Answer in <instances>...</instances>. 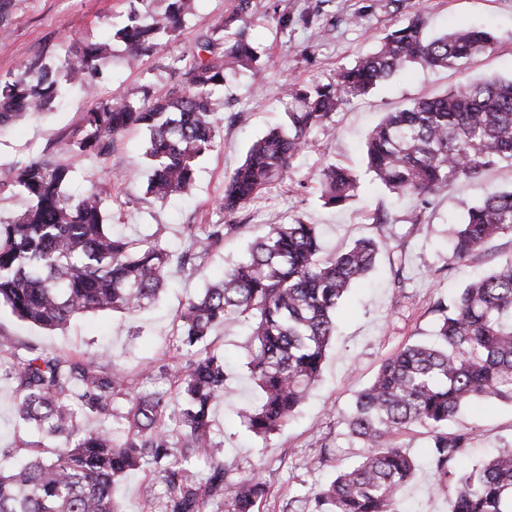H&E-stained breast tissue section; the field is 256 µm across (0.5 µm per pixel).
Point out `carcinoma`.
<instances>
[{
	"instance_id": "1",
	"label": "carcinoma",
	"mask_w": 512,
	"mask_h": 512,
	"mask_svg": "<svg viewBox=\"0 0 512 512\" xmlns=\"http://www.w3.org/2000/svg\"><path fill=\"white\" fill-rule=\"evenodd\" d=\"M191 0H167L156 15L132 13L115 33L128 62L160 49L159 36L182 27ZM220 17L199 36L186 65V89L165 98L149 90L98 102L83 113L69 151L100 157L131 129L148 137L151 175L146 194L162 204L186 192L198 161L220 145L215 91L229 74L253 70L257 53L234 15ZM498 37L465 27L431 35L416 12L380 38L375 49L336 79L292 86L295 110L288 131L272 128L254 141L224 181L219 207L232 215L276 181L319 128L330 135L333 114L407 66L458 68L490 51ZM105 44H77L56 65H23L0 75V129L53 110L63 94L58 79L92 91L103 73ZM367 166L390 192L429 198L448 184L474 180L499 160H512V78L489 76L390 112L368 135ZM73 170L59 160L29 155L16 161L5 185L24 195L26 209L0 224V304L21 321L56 330L88 314H133L157 299L172 264L201 263L240 224H197L187 250L173 256L156 239L116 236L96 185L79 197L66 193ZM323 204L344 206L356 197L357 178L336 164L320 174ZM452 256L467 259L492 239L512 235V190L487 192L451 223ZM380 242L363 238L333 256L323 255L317 225L297 219L270 224L223 276L188 299L178 316L177 341L190 354L171 368L170 385L140 390L120 364L104 369L95 357L35 347L17 353L9 336L0 351L16 362L0 371L17 398L18 441L0 448V512H118L115 484L128 471L153 465L165 485V512H255L268 486L258 473L233 481L215 460L212 409L227 391L224 351L210 336L228 318L251 329L246 366L261 403L240 414L254 436L267 441L294 417L317 381L335 333L336 309L349 288L375 267ZM440 318L431 342L412 343L385 358L356 396L347 427L368 452L341 468L314 493L315 512H402L400 493L416 465L395 441L421 427L446 512H512V449L504 448L465 471L459 460L469 435L448 422L484 398L512 401V263L468 284ZM128 403L134 425L122 439L88 430V416L110 417ZM210 458L206 475L192 459Z\"/></svg>"
}]
</instances>
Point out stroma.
I'll return each instance as SVG.
<instances>
[{"label":"stroma","mask_w":512,"mask_h":512,"mask_svg":"<svg viewBox=\"0 0 512 512\" xmlns=\"http://www.w3.org/2000/svg\"><path fill=\"white\" fill-rule=\"evenodd\" d=\"M8 15L0 18V75L24 63L48 64L63 57L69 40L102 43L111 48L107 77L96 98L74 91L52 112L0 132V181L13 161L30 153L46 154L69 163L75 178L70 194L83 192L86 170L103 167L109 180L103 193L109 223L126 234L158 237L172 254L188 245L192 224L241 225L240 234L225 239L199 267L172 268L171 283L150 309L135 315L89 314L73 319L65 329L46 332L0 309V333L16 344H35L62 354H97L101 366L116 362L126 367L140 386L165 388L169 382L158 368L175 352L177 317L184 302L199 294L207 282L235 263L263 225L287 224L300 218L318 225L326 253L339 252L360 238L381 240L370 278L349 291L336 311V334L329 346L321 376L296 418L270 443L250 434L237 417L245 405L256 404L258 389L249 377L246 355L253 345L249 329L226 322L212 339L224 351L231 368L233 396L213 410L216 456L231 478L257 471L269 489L260 512H313L311 489L365 451L352 437L346 419L357 391L373 378L383 359L404 345L430 340L439 318L435 305L451 300L467 282L512 261V237L492 239L464 261H456L448 245V224L460 220L485 191L512 188V164L498 163L479 180L456 181L439 195L421 202L397 197L374 182L365 157L366 137L385 113L413 100L441 94L483 77L512 76V0H251L236 13L238 0H192L182 28L164 39L161 50L128 67L126 45L114 39L115 30L130 12L163 11L166 0H10ZM428 17L429 30L442 33L461 25L494 30L499 41L489 52L462 69L432 70L418 64L376 87L367 96L345 103L335 114L336 135L311 131L308 145L288 178L268 187L262 197L227 215L218 205L224 177L242 160L250 142L269 127L287 122L289 84L332 81L338 71L371 52L378 38L404 23L415 10ZM288 12L287 30L277 24L278 12ZM237 14L267 60L259 73L229 76L215 95L223 119L222 149L203 158L187 194L156 203L145 195L150 168L144 158L146 136L131 131L120 136L108 155L95 158L69 152L67 141L94 100H107L124 90L149 89L165 96L183 86L182 66L198 36L220 15ZM351 169L359 189L342 208L324 206L319 173L325 163ZM388 223H378L379 214ZM420 223H413V215ZM467 432L470 441L460 460L472 468L498 448L512 446V402L478 400L448 424ZM401 444L416 460L413 479L403 490L407 512H446V502L427 462L428 439L422 429L402 433ZM324 456L321 468L307 465L313 454ZM163 495L164 486L136 470L119 484L120 512H140L146 494Z\"/></svg>","instance_id":"obj_1"}]
</instances>
